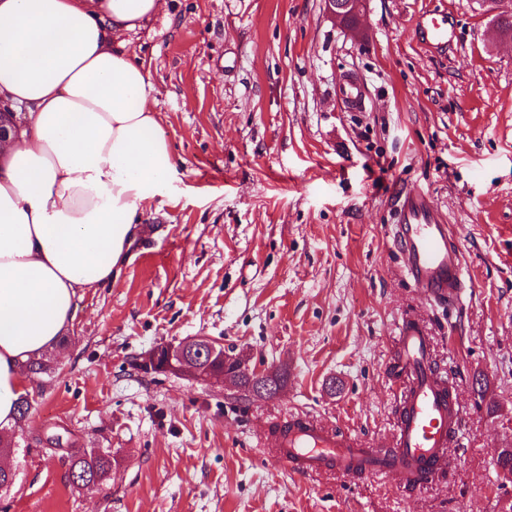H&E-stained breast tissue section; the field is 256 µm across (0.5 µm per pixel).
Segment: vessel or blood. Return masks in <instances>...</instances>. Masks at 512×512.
Wrapping results in <instances>:
<instances>
[{"label":"vessel or blood","instance_id":"1","mask_svg":"<svg viewBox=\"0 0 512 512\" xmlns=\"http://www.w3.org/2000/svg\"><path fill=\"white\" fill-rule=\"evenodd\" d=\"M455 26L451 14L434 11L418 20L414 35L418 42L439 48L447 44ZM339 95L354 109L362 108L365 101L361 84L352 77L342 82ZM392 239L414 287L443 304L460 302L466 284L461 245L429 196L413 189L400 195ZM396 343L398 375L406 386L399 400L392 447L368 448L357 437L317 421L292 419L279 435V453L291 471L390 474L414 488L434 481L438 468L448 463L449 448L462 425V410L453 399V382L436 367L423 328L403 321Z\"/></svg>","mask_w":512,"mask_h":512}]
</instances>
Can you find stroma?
Masks as SVG:
<instances>
[{"instance_id":"35a3bbf8","label":"stroma","mask_w":512,"mask_h":512,"mask_svg":"<svg viewBox=\"0 0 512 512\" xmlns=\"http://www.w3.org/2000/svg\"><path fill=\"white\" fill-rule=\"evenodd\" d=\"M323 8L165 0L124 35L156 87L174 194L142 204L118 274L78 300L54 377L30 381L0 512H512L494 461L512 448V41L477 0H365L358 37ZM435 9L457 23L432 51L413 25ZM348 76L365 86L361 109L338 94ZM410 189L461 240L458 306L403 271L391 231ZM406 319L456 383L452 476L412 489L290 472L276 429L292 416L391 447ZM194 336L285 371L280 396L135 369ZM55 433L111 451L108 484L74 488L65 453L41 443Z\"/></svg>"}]
</instances>
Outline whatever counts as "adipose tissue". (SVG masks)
Instances as JSON below:
<instances>
[{
  "label": "adipose tissue",
  "instance_id": "1",
  "mask_svg": "<svg viewBox=\"0 0 512 512\" xmlns=\"http://www.w3.org/2000/svg\"><path fill=\"white\" fill-rule=\"evenodd\" d=\"M162 0H0V97L26 126L0 150V432L26 364L57 347L81 292L110 281L148 198L172 191L150 72L111 43Z\"/></svg>",
  "mask_w": 512,
  "mask_h": 512
}]
</instances>
